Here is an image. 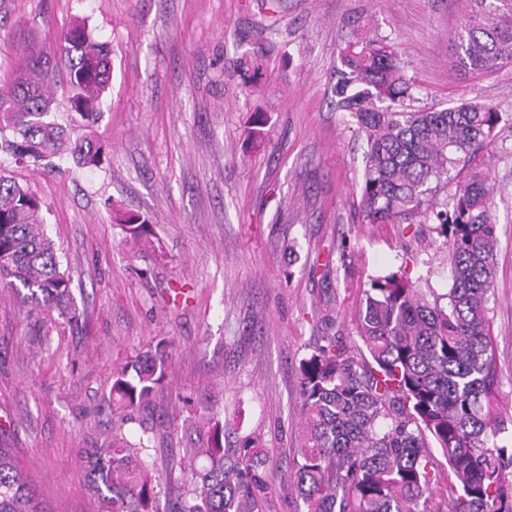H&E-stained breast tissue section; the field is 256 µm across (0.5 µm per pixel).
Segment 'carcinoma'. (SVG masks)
Listing matches in <instances>:
<instances>
[{
  "mask_svg": "<svg viewBox=\"0 0 512 512\" xmlns=\"http://www.w3.org/2000/svg\"><path fill=\"white\" fill-rule=\"evenodd\" d=\"M464 2L458 66L484 73L512 64V0ZM58 40L53 55L28 41L0 75V154L36 169H54L64 154L79 167L97 168L107 145L58 121L55 91L65 85L70 111L84 126L94 124L112 79L110 50L84 19ZM334 92L337 108L367 144L362 222L431 225L447 253L450 285L436 295L402 266L372 278L357 318L368 355L326 335L300 361L303 425L293 486L305 512H425L436 446L455 478L451 512H512V416L495 405L493 185L477 163L503 113L478 101L413 107L396 51L371 39L340 50ZM112 214L126 240L150 242L149 216L115 205ZM43 224L39 198L0 167V286L76 324L72 279ZM170 347L162 339L115 371L113 400L147 404L168 377ZM196 433L186 452L200 466L174 504L159 502L140 457L147 448L142 438L88 449L92 490L108 512H263L271 485L260 472V441L226 445L224 419L212 410ZM0 512H49L11 449L2 447Z\"/></svg>",
  "mask_w": 512,
  "mask_h": 512,
  "instance_id": "cac0c4a2",
  "label": "carcinoma"
}]
</instances>
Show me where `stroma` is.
Segmentation results:
<instances>
[{
	"label": "stroma",
	"mask_w": 512,
	"mask_h": 512,
	"mask_svg": "<svg viewBox=\"0 0 512 512\" xmlns=\"http://www.w3.org/2000/svg\"><path fill=\"white\" fill-rule=\"evenodd\" d=\"M0 11L2 74L18 28L51 47L79 18L112 57L94 127L111 148L102 167L14 170L43 203L81 313L73 327L0 288V445L51 512H101L84 451L116 434L149 437L155 490L176 500L192 468L183 426L209 407L229 441L261 436L274 483L265 512H301L289 485L299 363L320 317L355 348L370 276L403 265L447 292L444 250L359 219L367 145L333 82L340 49L364 37L394 47L417 107L477 100L507 116L484 159L498 238L496 404L512 415V65L458 70L459 0H0ZM260 113L254 142L246 130ZM110 201L151 217L149 244L126 242ZM163 338L174 343L167 380L148 406L120 407L114 370Z\"/></svg>",
	"instance_id": "35a3bbf8"
}]
</instances>
